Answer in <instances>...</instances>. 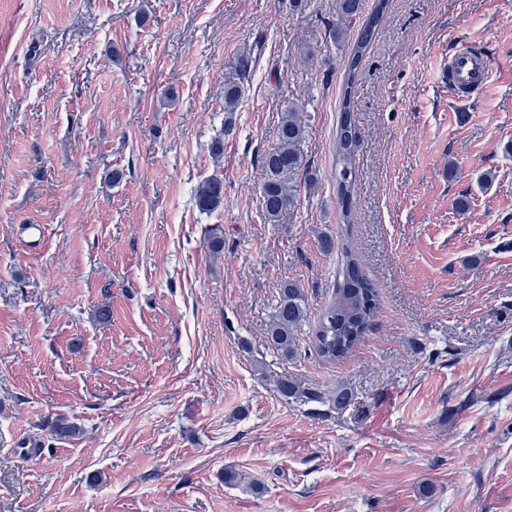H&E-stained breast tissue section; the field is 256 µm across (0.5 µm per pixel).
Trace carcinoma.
<instances>
[{
  "label": "carcinoma",
  "instance_id": "1",
  "mask_svg": "<svg viewBox=\"0 0 512 512\" xmlns=\"http://www.w3.org/2000/svg\"><path fill=\"white\" fill-rule=\"evenodd\" d=\"M362 0H337L336 23L329 26L328 36L336 43L342 41L349 25L361 13ZM380 21V11L366 21L356 47L347 62V77L339 125L336 130L337 195L342 204L343 221L351 220L349 210L352 196L351 156L356 131L351 112V93L358 76L363 53L373 38ZM247 61L241 59L231 67L224 84V134L234 129V112L244 94L242 78ZM305 131L299 109L290 104L281 115L277 144L262 157L264 182L260 191V207L269 224L278 222L281 215L297 204L299 177L307 174V161L302 151ZM196 203L204 211H214L224 204V181L214 175L204 180L196 192ZM378 288L367 277L359 256L349 247H342L341 265L336 272L332 293L327 305L314 322L309 346L318 358L336 362L362 341L371 329L378 308ZM307 302L304 289L294 279H284L272 304L267 326L269 346L287 359L299 351L297 333L307 322ZM51 432L60 440L80 436L82 427L65 416L50 423Z\"/></svg>",
  "mask_w": 512,
  "mask_h": 512
}]
</instances>
